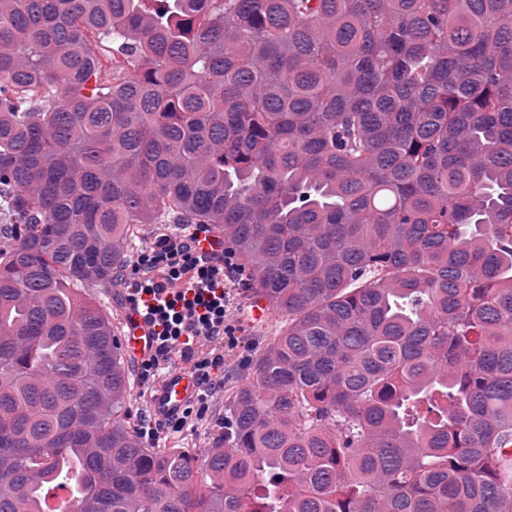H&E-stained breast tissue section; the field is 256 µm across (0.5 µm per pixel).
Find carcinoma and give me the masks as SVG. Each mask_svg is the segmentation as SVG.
<instances>
[{"mask_svg": "<svg viewBox=\"0 0 512 512\" xmlns=\"http://www.w3.org/2000/svg\"><path fill=\"white\" fill-rule=\"evenodd\" d=\"M139 224L207 225L280 317L195 454L125 423L83 294ZM58 491L512 512V0H0V512Z\"/></svg>", "mask_w": 512, "mask_h": 512, "instance_id": "carcinoma-1", "label": "carcinoma"}]
</instances>
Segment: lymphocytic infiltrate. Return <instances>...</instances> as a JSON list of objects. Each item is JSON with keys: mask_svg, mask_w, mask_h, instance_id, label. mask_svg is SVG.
I'll return each mask as SVG.
<instances>
[{"mask_svg": "<svg viewBox=\"0 0 512 512\" xmlns=\"http://www.w3.org/2000/svg\"><path fill=\"white\" fill-rule=\"evenodd\" d=\"M206 231L199 224L186 235H159L138 253L128 280L127 300L151 316L156 336L155 354L139 363L140 377L155 380L177 355L190 362L198 380L196 401L166 422L172 432L202 415L209 392L217 386L213 372L222 358L197 351V344L232 331L230 264L218 241L202 248Z\"/></svg>", "mask_w": 512, "mask_h": 512, "instance_id": "obj_1", "label": "lymphocytic infiltrate"}]
</instances>
